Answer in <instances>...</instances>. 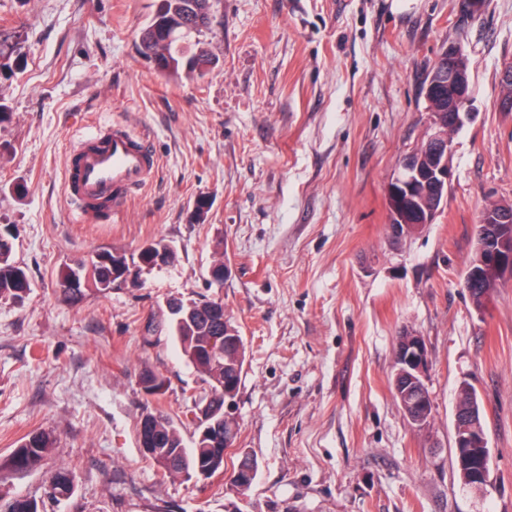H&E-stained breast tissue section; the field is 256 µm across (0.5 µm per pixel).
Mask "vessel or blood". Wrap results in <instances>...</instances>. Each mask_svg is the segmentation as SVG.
<instances>
[{"instance_id": "b4317fda", "label": "vessel or blood", "mask_w": 512, "mask_h": 512, "mask_svg": "<svg viewBox=\"0 0 512 512\" xmlns=\"http://www.w3.org/2000/svg\"><path fill=\"white\" fill-rule=\"evenodd\" d=\"M67 190L81 218H96L122 210L155 169L147 136L127 126L100 128L72 149L66 161Z\"/></svg>"}]
</instances>
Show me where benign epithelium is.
I'll return each mask as SVG.
<instances>
[{"mask_svg":"<svg viewBox=\"0 0 512 512\" xmlns=\"http://www.w3.org/2000/svg\"><path fill=\"white\" fill-rule=\"evenodd\" d=\"M465 55L455 47L444 50L436 59L425 88V99H448V105L431 113V124L420 148L427 151L430 162L422 167L415 153L408 154L397 173L386 186V198L397 221L390 222L397 237L408 236L433 223L441 211L452 181L449 163L452 129L470 119V70L464 65ZM474 237L478 248V261L466 269L462 287L469 288L486 276L499 283H512V204H498L497 211L485 214L475 225ZM112 267L120 278L112 283L117 288L134 278L135 270L124 264L123 253L112 252ZM400 370L397 374L411 375L416 387L410 390L409 405L422 408L428 405L427 387L429 366L428 348L420 336H410L398 352ZM454 448L461 465L473 475L471 487L482 489L489 482L492 455L485 429L478 425L475 410L455 409ZM256 466L250 462L237 469L233 476L238 488L251 485Z\"/></svg>","mask_w":512,"mask_h":512,"instance_id":"benign-epithelium-1","label":"benign epithelium"}]
</instances>
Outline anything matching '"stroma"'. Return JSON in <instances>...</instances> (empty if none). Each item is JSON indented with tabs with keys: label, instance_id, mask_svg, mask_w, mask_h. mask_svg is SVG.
Instances as JSON below:
<instances>
[{
	"label": "stroma",
	"instance_id": "1",
	"mask_svg": "<svg viewBox=\"0 0 512 512\" xmlns=\"http://www.w3.org/2000/svg\"><path fill=\"white\" fill-rule=\"evenodd\" d=\"M158 0H0L23 27L25 67L0 77V226L32 284L0 301V460L49 430L39 468L0 472L46 512H512V283L476 310L459 286L473 228L512 203V0H216L191 35L217 59L169 75L138 53ZM469 61L473 114L453 136V178L434 223L393 238L385 187L430 125L421 84L448 47ZM120 122L151 139L156 170L127 207L82 222L66 194L70 148ZM210 208L195 216L193 204ZM174 259L106 292L66 297L60 270L102 250ZM226 262L222 284L210 269ZM218 297L245 341L238 447L258 463L246 494L232 463L171 479L141 454L143 371L168 381L154 407L185 444L200 373L171 339L166 302ZM424 337L432 399L412 427L392 389L396 336ZM485 411V490L454 465L458 386ZM68 468L74 494L45 488Z\"/></svg>",
	"mask_w": 512,
	"mask_h": 512
}]
</instances>
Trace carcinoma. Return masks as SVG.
Masks as SVG:
<instances>
[{"instance_id":"obj_1","label":"carcinoma","mask_w":512,"mask_h":512,"mask_svg":"<svg viewBox=\"0 0 512 512\" xmlns=\"http://www.w3.org/2000/svg\"><path fill=\"white\" fill-rule=\"evenodd\" d=\"M213 0H159L154 15L146 24L141 53L147 60L158 58L160 70L177 73L204 74L215 62L212 53L197 46L187 52L180 42L209 23ZM26 38L22 31L0 29V74L11 76L21 70L25 62ZM13 236L0 230V300L21 301L30 291L31 283L25 270L12 258ZM109 261L92 262L91 267L78 264L68 266L60 273V284L68 285L64 292L76 298L82 286L90 280L102 292L112 289V252H105ZM224 304L215 299L169 303L171 329L182 357L203 377V394L191 396L194 414L206 406L205 419L192 421L195 427L193 447L183 443L173 421L157 409L144 407L138 422V436L143 454L155 466L163 469V476L172 479L184 477L197 481L224 472V390L240 389L241 375L246 361V345L238 337L239 345H224ZM139 385L149 397L165 392L166 379L152 371H144ZM56 440L43 430L24 437L18 448L0 468L27 471L38 468L53 452ZM52 494L49 499L59 502L72 497V476L61 468L49 478Z\"/></svg>"}]
</instances>
